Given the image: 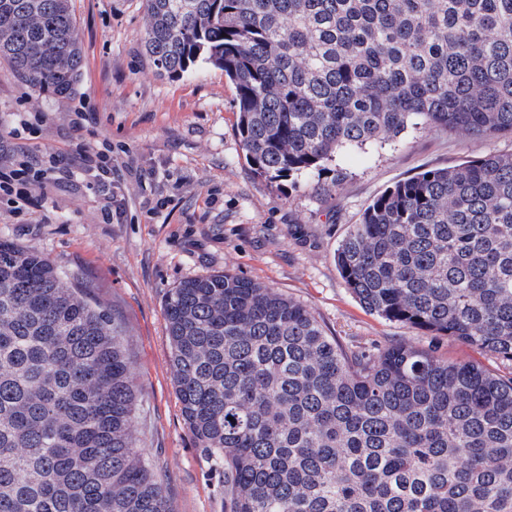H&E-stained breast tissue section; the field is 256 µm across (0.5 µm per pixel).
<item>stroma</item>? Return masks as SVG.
I'll use <instances>...</instances> for the list:
<instances>
[{"label":"stroma","instance_id":"1","mask_svg":"<svg viewBox=\"0 0 512 512\" xmlns=\"http://www.w3.org/2000/svg\"><path fill=\"white\" fill-rule=\"evenodd\" d=\"M72 3L84 53L76 94L33 89L0 61V144L17 146L13 115L28 112L42 122L27 149L53 150L69 165L71 114L84 109L85 141H112L125 212L102 223L91 191L49 180L42 207L17 216L0 204V240L81 268L124 322L138 388L133 434L174 512H224L223 470L197 448L175 391L164 305L182 281L229 270L299 301L342 343L399 342L512 377V362L479 347L365 311L335 262L339 241L385 189L426 168L511 154V136L411 128L381 147L338 151L322 170L276 186L244 159L235 90L221 70L200 64L171 78L148 59L144 0Z\"/></svg>","mask_w":512,"mask_h":512}]
</instances>
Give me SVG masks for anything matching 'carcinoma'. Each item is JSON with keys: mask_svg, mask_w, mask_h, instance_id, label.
<instances>
[{"mask_svg": "<svg viewBox=\"0 0 512 512\" xmlns=\"http://www.w3.org/2000/svg\"><path fill=\"white\" fill-rule=\"evenodd\" d=\"M145 2L146 56L169 76L224 71L270 183L410 126L512 135V0ZM0 58L73 95L71 0H0ZM335 259L369 312L512 362V154L395 183ZM90 288L0 241V512H173L133 436L126 327ZM164 316L185 424L224 462V512H512V379L344 345L229 271L172 289Z\"/></svg>", "mask_w": 512, "mask_h": 512, "instance_id": "carcinoma-1", "label": "carcinoma"}]
</instances>
